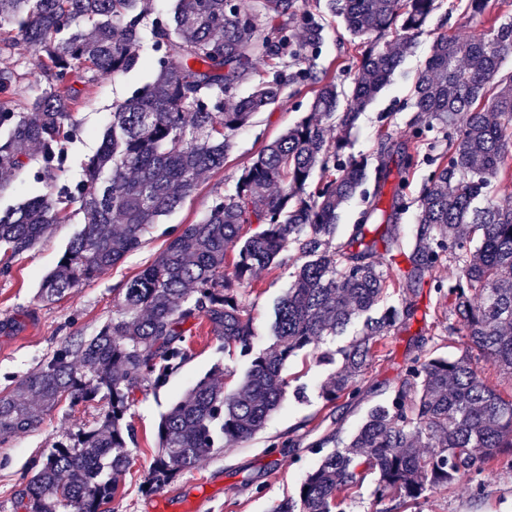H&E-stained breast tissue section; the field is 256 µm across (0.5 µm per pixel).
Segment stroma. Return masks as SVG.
I'll list each match as a JSON object with an SVG mask.
<instances>
[{
  "label": "stroma",
  "mask_w": 512,
  "mask_h": 512,
  "mask_svg": "<svg viewBox=\"0 0 512 512\" xmlns=\"http://www.w3.org/2000/svg\"><path fill=\"white\" fill-rule=\"evenodd\" d=\"M455 3L439 0L412 53L362 112L355 127L347 131L336 126L330 131L334 138L348 136L351 153L366 157L373 166L383 161L397 168L405 152L418 160L403 179L407 182L409 208L396 225L403 248L382 255L381 269L394 282L409 270L407 251L415 230L414 203L431 171L426 158L448 150L447 139L434 131L428 134V145L412 139V128L418 121L411 100L413 80L428 60L437 34L466 38L487 31L489 19L512 13V0H490L485 17L466 18ZM322 19L325 35L315 68L335 81L339 90L349 91L357 65L352 35L341 17L326 12ZM0 71L14 75L11 100L16 111H23L46 87L36 59L24 43L0 50ZM151 77L152 70L145 64L120 77L72 82V110L83 132L64 146L67 163L58 174V183L81 179L83 164L97 151L115 107ZM313 97V86L286 87L276 105L257 113L234 133L223 168L206 174L192 196L153 225L138 249L63 299L44 303L37 291L42 278L56 266L69 240L81 229L82 214H73L36 248L10 259L8 273L0 274V391L11 390L66 340L94 336L111 318L119 288L155 259L176 227L200 221L216 194H232L241 170L267 143L306 115ZM386 130L393 132L395 142L393 151L385 155L380 134ZM291 273L288 267L264 270L258 272L254 287L239 290L244 309L253 320L257 346L271 342L275 306L290 286ZM409 301L416 306L414 318L395 327L379 347L361 381L363 393L358 400L349 404L340 399L327 404L320 396V386L328 367L311 357L292 358L284 370L290 391L262 431L245 443L205 457L159 491L150 492L147 479L162 414L214 365L223 366V383L230 389L236 387L249 366L238 351L223 350L208 324L193 326L189 360L160 386L136 394L127 412L126 420L134 428L137 441L129 448L131 466L122 482L121 495L113 503L115 512H182L183 504L198 498L203 499L205 512H271L280 500L296 496L307 472L320 460L304 437L308 429L317 426L321 431L336 433L340 439H349L373 405L388 401L406 360L425 353L449 358L464 353L466 340L453 331L457 318L447 299L427 284L408 291L389 288L381 306L399 308ZM102 408L97 401L75 406L61 403L36 430L0 445V512H19L15 502L19 485L33 475L45 454L65 438L69 429L94 425ZM294 432L300 433L301 439L291 446L287 440ZM374 489V480H366L341 504L340 512H512V467L498 460L486 463L481 481L429 489L414 504L391 499L375 502Z\"/></svg>",
  "instance_id": "1"
}]
</instances>
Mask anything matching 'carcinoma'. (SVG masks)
Returning <instances> with one entry per match:
<instances>
[{
	"mask_svg": "<svg viewBox=\"0 0 512 512\" xmlns=\"http://www.w3.org/2000/svg\"><path fill=\"white\" fill-rule=\"evenodd\" d=\"M168 15H151L143 0H0V45L20 38L43 67L48 89L25 112L0 101V190L30 171L29 150L41 149L33 172L43 191L0 210V252L33 249L53 226L84 224L69 241L38 297L58 301L137 248L161 217L198 189L201 177L224 167L231 136L279 99L287 85L312 83L309 114L245 167L230 195L217 194L205 218L184 225L152 263L119 289L115 310L88 340L65 342L8 392H0V443L34 431L62 402L100 400L91 427L57 442L16 491L23 512H112L135 442L125 419L135 392L163 383L188 359V326L204 319L224 347L249 359L231 391L217 365L162 415L147 488L157 491L196 463L261 431L285 396L282 371L291 357L319 348L366 317L365 332L342 354L321 387L328 402L360 396L362 377L385 336L410 318V306L369 316L386 288L377 240L365 224L333 246L342 206L367 179L368 160L328 137L329 122L354 125L390 80L438 8L437 0H328L359 39L351 99L320 78L314 60L324 39L321 15L299 0H174ZM84 21L80 27L78 21ZM402 31L380 45L387 32ZM150 49V82L112 112V122L74 186H57L63 142L81 133L63 88L92 83L141 66ZM512 53V16L491 21L489 35H438L413 86L421 121L413 137L437 130L448 154L435 165L417 202L416 233L406 280L416 282L449 258L455 273L433 279L448 299L470 350L456 359L411 358L389 404L376 406L352 439L338 447L328 433L308 444L322 453L317 468L272 512H335L336 499L376 476L377 501L415 502L430 488L470 482L481 471L473 454L512 453V397L483 376L480 361L512 375V207L494 200L499 175L512 169V74H500ZM278 61L272 78L255 80L260 61ZM247 93H241L243 87ZM320 180L308 184L315 172ZM392 171L376 166L365 220L392 228L407 202L398 182L391 210L380 207ZM256 230L242 238L246 225ZM236 248L232 264L227 251ZM300 265L278 301L272 344L258 349L238 288L260 269ZM332 451L323 453L326 448Z\"/></svg>",
	"mask_w": 512,
	"mask_h": 512,
	"instance_id": "cac0c4a2",
	"label": "carcinoma"
}]
</instances>
